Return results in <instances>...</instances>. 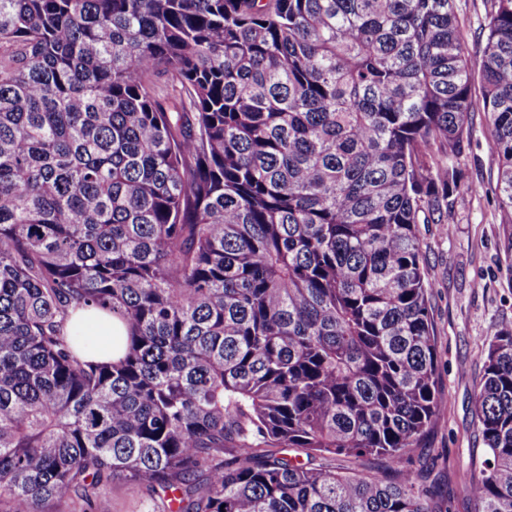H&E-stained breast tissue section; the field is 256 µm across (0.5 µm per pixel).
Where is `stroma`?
Here are the masks:
<instances>
[{"label": "stroma", "mask_w": 512, "mask_h": 512, "mask_svg": "<svg viewBox=\"0 0 512 512\" xmlns=\"http://www.w3.org/2000/svg\"><path fill=\"white\" fill-rule=\"evenodd\" d=\"M463 37L477 50L486 35L492 0H454ZM469 143L457 160L462 174L448 224L420 227L427 272L433 282L428 310L435 335L442 413L405 466L424 498L439 512H475L467 493L486 457L473 396L484 374L494 330L512 323V266L503 251V226L495 192L497 158L489 146L487 116L470 115ZM97 512H159L161 504L122 481L96 502Z\"/></svg>", "instance_id": "35a3bbf8"}]
</instances>
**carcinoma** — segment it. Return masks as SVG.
<instances>
[{"label":"carcinoma","mask_w":512,"mask_h":512,"mask_svg":"<svg viewBox=\"0 0 512 512\" xmlns=\"http://www.w3.org/2000/svg\"><path fill=\"white\" fill-rule=\"evenodd\" d=\"M479 53L512 262V0ZM472 84L453 0H0V512L117 478L161 512H438L403 467L441 405L418 225ZM474 406L468 495L512 512V325ZM74 321L87 324L88 336H102L99 342L100 359H112V336H125V327L117 319L94 307L78 309L72 314ZM314 463L326 464L336 467V470L339 471H347L363 476L375 475L390 480H394L398 477V472L391 467L388 460L383 456H326L316 458Z\"/></svg>","instance_id":"carcinoma-1"}]
</instances>
